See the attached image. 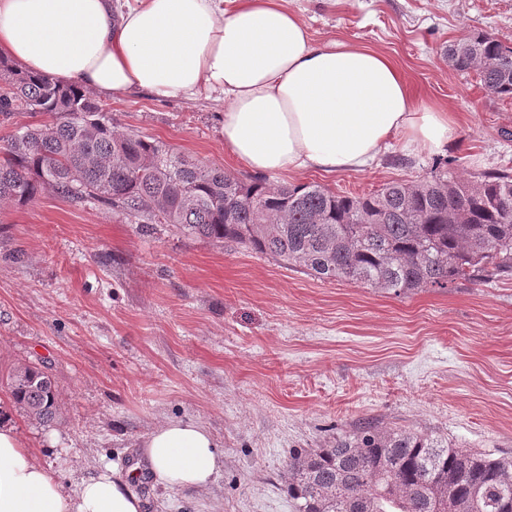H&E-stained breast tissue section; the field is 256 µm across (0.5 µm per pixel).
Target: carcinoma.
<instances>
[{
    "instance_id": "obj_1",
    "label": "carcinoma",
    "mask_w": 512,
    "mask_h": 512,
    "mask_svg": "<svg viewBox=\"0 0 512 512\" xmlns=\"http://www.w3.org/2000/svg\"><path fill=\"white\" fill-rule=\"evenodd\" d=\"M448 65L477 72L489 94L512 97V46L497 37L478 32L449 45ZM18 112L51 123L19 127L0 144V203L24 205L50 190L136 224L234 241L319 279L397 296L512 275V173L505 170L454 177L448 161H438L427 179L360 196L243 180L116 130L83 88L0 56V119ZM7 386L30 418H56L57 391L43 369L16 367ZM287 489L296 512H512V457L362 422L331 448L291 453Z\"/></svg>"
}]
</instances>
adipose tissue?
Returning <instances> with one entry per match:
<instances>
[{
    "label": "adipose tissue",
    "mask_w": 512,
    "mask_h": 512,
    "mask_svg": "<svg viewBox=\"0 0 512 512\" xmlns=\"http://www.w3.org/2000/svg\"><path fill=\"white\" fill-rule=\"evenodd\" d=\"M0 54L24 70L115 95L225 102L224 142L260 174L358 172L393 142L442 151L458 125L416 102L385 55L314 41L281 0H0ZM164 487L207 488L221 467L213 436L169 421L139 445ZM116 467L66 492L14 429L0 428V512H141Z\"/></svg>",
    "instance_id": "ef3b65f1"
}]
</instances>
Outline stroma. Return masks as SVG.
<instances>
[{"mask_svg":"<svg viewBox=\"0 0 512 512\" xmlns=\"http://www.w3.org/2000/svg\"><path fill=\"white\" fill-rule=\"evenodd\" d=\"M314 40L390 57L412 95L455 117L448 170L512 172V98L448 65L476 32L512 43V0H285ZM113 126L162 141L241 179L224 143V102L95 93ZM436 155L401 144L363 171L272 175L361 195L428 176ZM0 412L66 489L104 464L134 463L169 420L202 424L224 465L208 488L130 480L143 512H295L288 453L335 444L360 420L442 445L512 456V276L395 296L321 280L235 242L144 229L100 204L43 191L0 204ZM52 376L60 408L42 425L14 403L6 376Z\"/></svg>","mask_w":512,"mask_h":512,"instance_id":"stroma-1","label":"stroma"}]
</instances>
